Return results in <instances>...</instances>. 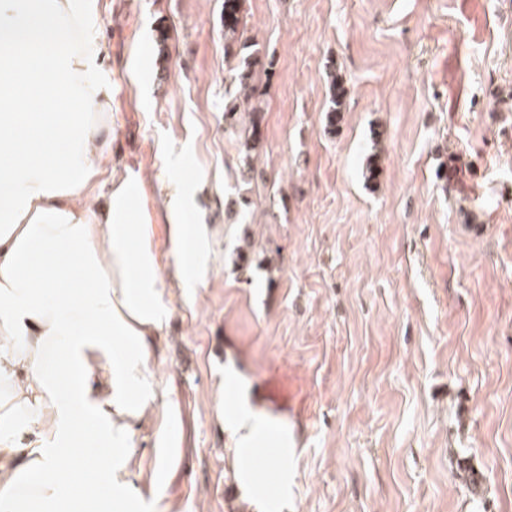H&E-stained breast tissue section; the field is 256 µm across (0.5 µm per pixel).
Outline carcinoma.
<instances>
[{
    "label": "carcinoma",
    "instance_id": "cac0c4a2",
    "mask_svg": "<svg viewBox=\"0 0 512 512\" xmlns=\"http://www.w3.org/2000/svg\"><path fill=\"white\" fill-rule=\"evenodd\" d=\"M224 59L229 72V83L224 90V125L238 136L241 177L250 183L259 177L254 157L262 148L266 84L262 83L261 74L270 72L274 61L247 35L242 0H224ZM331 84L327 123L334 128L343 112L345 89L336 78Z\"/></svg>",
    "mask_w": 512,
    "mask_h": 512
}]
</instances>
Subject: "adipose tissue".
Masks as SVG:
<instances>
[{"mask_svg":"<svg viewBox=\"0 0 512 512\" xmlns=\"http://www.w3.org/2000/svg\"><path fill=\"white\" fill-rule=\"evenodd\" d=\"M98 23L87 0H0V512H128L142 476L135 500L157 512L179 459L152 365L167 310L138 187L114 180L98 211L86 203L112 113ZM151 407L164 416L146 475L133 440ZM216 418L249 489L267 423L245 405Z\"/></svg>","mask_w":512,"mask_h":512,"instance_id":"adipose-tissue-1","label":"adipose tissue"}]
</instances>
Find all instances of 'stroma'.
<instances>
[{
  "instance_id": "35a3bbf8",
  "label": "stroma",
  "mask_w": 512,
  "mask_h": 512,
  "mask_svg": "<svg viewBox=\"0 0 512 512\" xmlns=\"http://www.w3.org/2000/svg\"><path fill=\"white\" fill-rule=\"evenodd\" d=\"M90 2L112 86L102 177L139 183L166 282L170 512H254L215 422L230 360L225 405L246 386L276 428L265 512H512V0H244L275 59L267 179L248 185L224 129V0ZM176 211L198 235L185 284ZM331 78V106L327 114V123L330 128H334L340 121L341 112H343L345 89L343 83L336 79L335 75Z\"/></svg>"
}]
</instances>
